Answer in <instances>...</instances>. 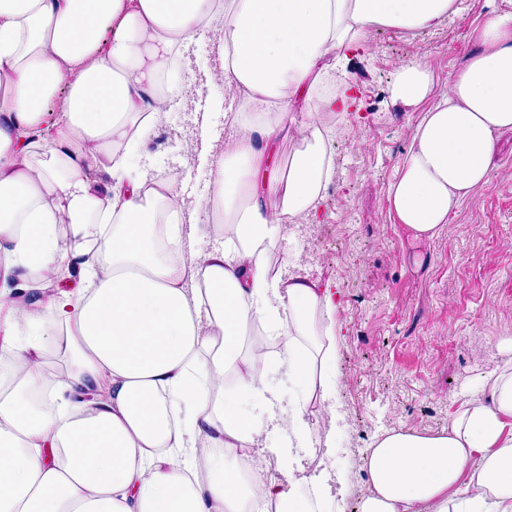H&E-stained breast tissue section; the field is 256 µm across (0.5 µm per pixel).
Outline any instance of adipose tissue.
I'll use <instances>...</instances> for the list:
<instances>
[{
    "label": "adipose tissue",
    "mask_w": 512,
    "mask_h": 512,
    "mask_svg": "<svg viewBox=\"0 0 512 512\" xmlns=\"http://www.w3.org/2000/svg\"><path fill=\"white\" fill-rule=\"evenodd\" d=\"M453 18L470 19L472 50L447 89L424 57L389 87L421 110L386 190L416 240L489 183L512 131V0H0V351L16 361L0 379V512H256L255 484L266 512H326L331 476L299 475L296 452L312 444L310 403L335 398L339 303L273 270L268 245L332 177L313 114L348 112L337 71L376 29ZM217 19L220 75L247 109L190 212L174 180L152 187L129 163L176 47ZM291 139L302 147L285 164ZM212 211L223 244L186 249L183 224ZM255 322L277 340L274 362L244 351ZM266 439L288 459L276 475L244 465ZM363 469L357 512H512V371L489 372L438 433L377 437Z\"/></svg>",
    "instance_id": "1"
}]
</instances>
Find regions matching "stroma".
<instances>
[{
  "label": "stroma",
  "mask_w": 512,
  "mask_h": 512,
  "mask_svg": "<svg viewBox=\"0 0 512 512\" xmlns=\"http://www.w3.org/2000/svg\"><path fill=\"white\" fill-rule=\"evenodd\" d=\"M468 32L467 22L453 20L422 35L373 33L368 53L349 68L357 101L337 117L328 143L334 177L313 220L319 241L286 234L270 245L281 267L340 298L336 411L327 416L313 406L308 414L336 431V472L351 510L367 490L361 460L376 435L438 432L507 359L498 344L512 336V134L499 140L490 183L465 199L433 240L409 239L385 200L418 118L391 104L388 87L402 64L426 56L445 88L470 50ZM219 43L207 38L206 53L172 73L183 109L168 115L167 140L148 139L139 160L152 174L182 168L176 189L190 210L211 180L199 159L196 116L209 113L213 138L223 140L233 99L212 83Z\"/></svg>",
  "instance_id": "1"
}]
</instances>
